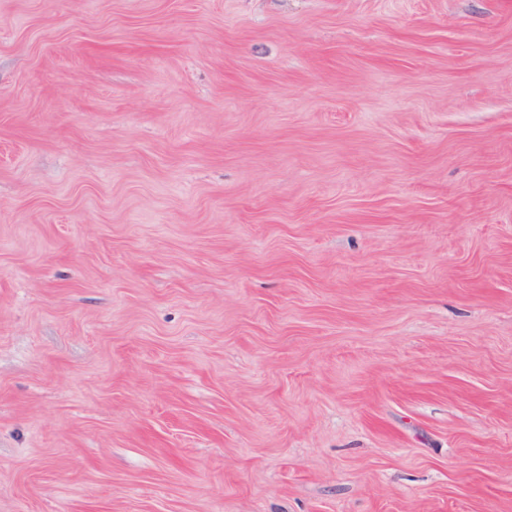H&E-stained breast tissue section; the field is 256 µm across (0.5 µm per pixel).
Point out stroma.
<instances>
[{
  "label": "stroma",
  "instance_id": "obj_1",
  "mask_svg": "<svg viewBox=\"0 0 512 512\" xmlns=\"http://www.w3.org/2000/svg\"><path fill=\"white\" fill-rule=\"evenodd\" d=\"M0 512H512V0H0Z\"/></svg>",
  "mask_w": 512,
  "mask_h": 512
}]
</instances>
